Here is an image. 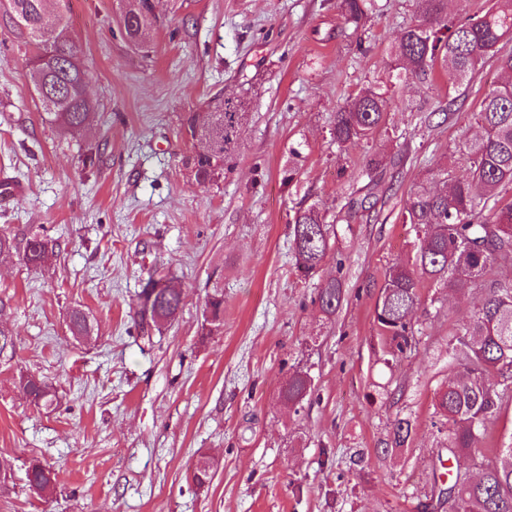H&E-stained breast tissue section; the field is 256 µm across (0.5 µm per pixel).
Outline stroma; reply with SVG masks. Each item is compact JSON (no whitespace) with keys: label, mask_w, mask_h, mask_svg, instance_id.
<instances>
[{"label":"stroma","mask_w":512,"mask_h":512,"mask_svg":"<svg viewBox=\"0 0 512 512\" xmlns=\"http://www.w3.org/2000/svg\"><path fill=\"white\" fill-rule=\"evenodd\" d=\"M144 43L120 24L126 0H70V25L95 105L77 134L52 125L32 91L34 54L0 12V180L21 186L0 206V231L39 228L56 261L27 269L0 257V299L16 342L0 362V459L12 465L0 512H427L442 450L434 390L448 374V331L470 299L423 284L416 348L390 359L374 320L386 270L407 263L416 233L407 193L436 165L466 175L482 94L499 80L486 62L468 89L443 67L399 83L390 49L419 19L417 0H375L364 26L339 0H149ZM388 100L384 127L338 146L336 109L362 88ZM242 96L248 113L219 185L186 160L184 118L209 99ZM96 155L82 163L84 151ZM375 215H343L352 199ZM333 224L315 279L291 255L296 210ZM182 288L176 321L144 343L134 322L149 272ZM340 278L333 318L320 280ZM224 291V325L201 337L204 303ZM95 326L72 336L68 314ZM313 391L281 398L290 374ZM56 389L50 408L15 387L19 372ZM409 447L384 443L395 417ZM58 472L55 492H29L25 467ZM209 463V486L192 476ZM345 300V288L339 279H329L317 287L319 310L328 319L334 317ZM414 424L408 416H398L392 422L389 438L386 440L385 451L396 450L408 447L412 434L414 432Z\"/></svg>","instance_id":"stroma-1"}]
</instances>
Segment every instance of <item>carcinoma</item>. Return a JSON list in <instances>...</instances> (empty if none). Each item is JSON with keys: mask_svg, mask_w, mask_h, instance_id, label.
<instances>
[{"mask_svg": "<svg viewBox=\"0 0 512 512\" xmlns=\"http://www.w3.org/2000/svg\"><path fill=\"white\" fill-rule=\"evenodd\" d=\"M9 14L19 35L35 51L30 73L33 89L45 88L56 100L48 108L39 102L48 120L62 130L82 128L93 104L79 97L90 75L77 58L69 28L70 0H7ZM421 20L406 28L392 49L401 63L396 78L425 79L437 63L448 66V76L471 82L479 65L493 61L504 80L480 101L481 133L466 143L467 175L449 188L432 184L448 178V170L429 171L410 188L401 212L402 221L418 229V242L411 262L386 271L375 321L381 335L400 354L412 348L415 330L411 324L418 303V288L427 281L458 296L476 295L467 319L448 333V381L434 393V413L451 424L443 440L453 464L448 484L440 489L438 507L448 512H512V443L500 449L492 467H476L491 420L512 399V282L489 276L496 266H512V204L502 202L501 191L512 184V0H494L484 13L454 21L444 14L447 0H418ZM374 0H340L345 21L360 26L372 12ZM148 0H131L122 14L126 38L140 40L148 25ZM388 103L382 94L367 87L346 100L336 111L332 135L343 146L367 139L386 123ZM245 115L238 97L216 98L202 116L191 115L184 123L185 136L193 142L211 140L222 144L214 156L195 154L186 164L195 181L210 186L224 178V162L236 151V133ZM295 266L305 277L314 276L332 248L334 227L315 207L299 209L291 222ZM57 243L38 230L22 236L0 233V254L15 253L30 269H39L54 255ZM135 323L150 335L172 323L183 297L179 288L162 278L149 276L141 292ZM345 300L339 279L317 287L319 310L334 317ZM224 321V294L217 288L205 302L200 333L210 336ZM74 336H88V314L75 307L69 316ZM18 388L36 407H50L56 391L43 378L22 373ZM312 379L306 372L288 378L281 394L297 406L311 393ZM414 424L408 416L392 422L384 451L408 447ZM29 490L40 497L53 493L57 473L38 460L25 469Z\"/></svg>", "mask_w": 512, "mask_h": 512, "instance_id": "obj_1", "label": "carcinoma"}]
</instances>
